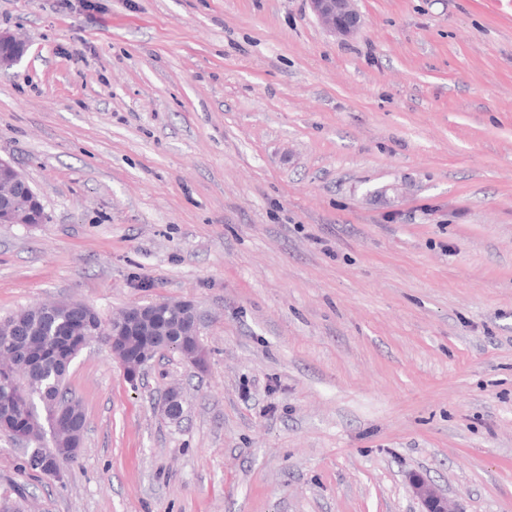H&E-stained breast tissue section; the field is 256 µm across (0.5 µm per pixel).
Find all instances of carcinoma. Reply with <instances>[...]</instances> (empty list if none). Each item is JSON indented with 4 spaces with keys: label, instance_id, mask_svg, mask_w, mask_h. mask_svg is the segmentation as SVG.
Instances as JSON below:
<instances>
[{
    "label": "carcinoma",
    "instance_id": "obj_1",
    "mask_svg": "<svg viewBox=\"0 0 512 512\" xmlns=\"http://www.w3.org/2000/svg\"><path fill=\"white\" fill-rule=\"evenodd\" d=\"M178 314L160 306L156 309L155 323L144 327L142 337L165 342H183V358L195 351L194 337L162 336L160 332L177 323ZM99 335L107 345H112V324H103L99 314L86 306L81 309L57 307L44 315L37 308H28L0 318V351L11 355L16 367L13 374L0 379V423L16 431H32L22 418L27 414L38 419L37 406L47 411L55 406L68 404L75 416L86 419L79 400L69 396L65 376L70 364L71 348ZM49 431L27 441L28 466L41 471L45 459L53 456L57 442L44 446Z\"/></svg>",
    "mask_w": 512,
    "mask_h": 512
}]
</instances>
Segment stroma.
<instances>
[{
    "mask_svg": "<svg viewBox=\"0 0 512 512\" xmlns=\"http://www.w3.org/2000/svg\"><path fill=\"white\" fill-rule=\"evenodd\" d=\"M0 0V317L191 300L207 366L90 341L63 482L0 431L15 512H512V5ZM180 421L159 411L170 385ZM320 23L334 36L349 37L357 33L362 21L352 0H308ZM26 51V44L21 39L8 33L0 32V69L13 66L21 60ZM2 172L10 180L0 192V224H40L36 223L32 209L43 211V207L28 180L10 160L0 157V178ZM408 482L413 495L421 503L420 512H458L448 496L423 475L413 474Z\"/></svg>",
    "mask_w": 512,
    "mask_h": 512,
    "instance_id": "1",
    "label": "stroma"
}]
</instances>
